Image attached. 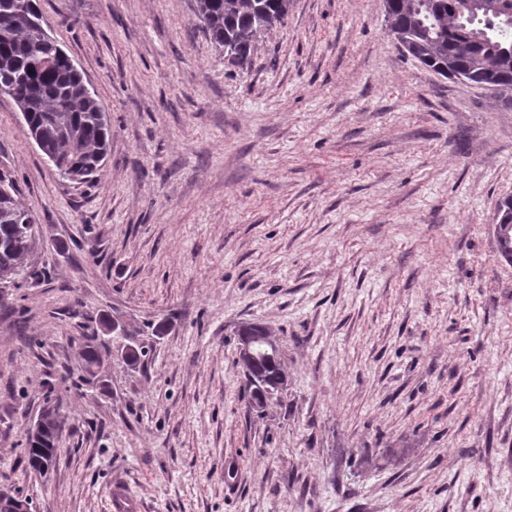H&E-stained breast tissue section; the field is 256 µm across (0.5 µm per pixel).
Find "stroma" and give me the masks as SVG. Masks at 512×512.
I'll list each match as a JSON object with an SVG mask.
<instances>
[{
	"label": "stroma",
	"instance_id": "stroma-1",
	"mask_svg": "<svg viewBox=\"0 0 512 512\" xmlns=\"http://www.w3.org/2000/svg\"><path fill=\"white\" fill-rule=\"evenodd\" d=\"M37 4L112 136L95 181L60 179L0 96L48 271L0 303V488L31 512H512V108L402 54L384 0H293L241 67L194 0ZM105 314L153 351L106 357L101 388ZM246 321L287 377L262 415ZM264 333H271L273 336H250ZM236 336L238 341L241 336H245L238 342L237 347V361L242 368L248 367L254 361L258 347L264 346L268 350L278 348V338L274 331L262 324L243 323L238 327ZM60 438V427L45 419L42 430L35 436L27 433L23 460L33 472H44L53 463Z\"/></svg>",
	"mask_w": 512,
	"mask_h": 512
}]
</instances>
